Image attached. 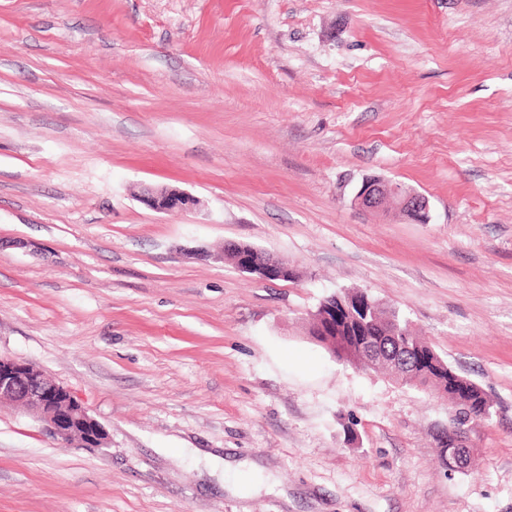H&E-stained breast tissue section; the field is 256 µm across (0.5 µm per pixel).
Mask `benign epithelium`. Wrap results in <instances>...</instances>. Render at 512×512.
I'll list each match as a JSON object with an SVG mask.
<instances>
[{
	"mask_svg": "<svg viewBox=\"0 0 512 512\" xmlns=\"http://www.w3.org/2000/svg\"><path fill=\"white\" fill-rule=\"evenodd\" d=\"M140 199L150 209L160 213H186L198 204L197 199L178 189L147 188ZM393 202L408 219L425 223L428 219L429 203L426 197L390 180L378 177L362 183L353 198L355 207L362 211L386 210ZM234 266L243 273L266 281L292 279L294 270L282 260L255 248L239 246ZM314 336L336 335V323L324 316L312 321ZM6 400L25 407L61 445L79 442L90 448H105L108 433L70 389L49 379L44 371L29 361L0 355V401Z\"/></svg>",
	"mask_w": 512,
	"mask_h": 512,
	"instance_id": "1",
	"label": "benign epithelium"
}]
</instances>
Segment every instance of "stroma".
Segmentation results:
<instances>
[{"instance_id": "obj_1", "label": "stroma", "mask_w": 512, "mask_h": 512, "mask_svg": "<svg viewBox=\"0 0 512 512\" xmlns=\"http://www.w3.org/2000/svg\"><path fill=\"white\" fill-rule=\"evenodd\" d=\"M373 176L427 223L355 208ZM339 289L495 401L467 472L447 401L311 338ZM0 354L110 438L1 402L0 512H512V0H0ZM140 199L150 209L167 214L190 212L198 204L189 193L169 188H146ZM238 257L230 260L234 266L243 273L256 275L259 279L266 281H278L292 279L295 276L294 270L284 264L281 259L275 258L267 253H260L255 248L238 246Z\"/></svg>"}]
</instances>
